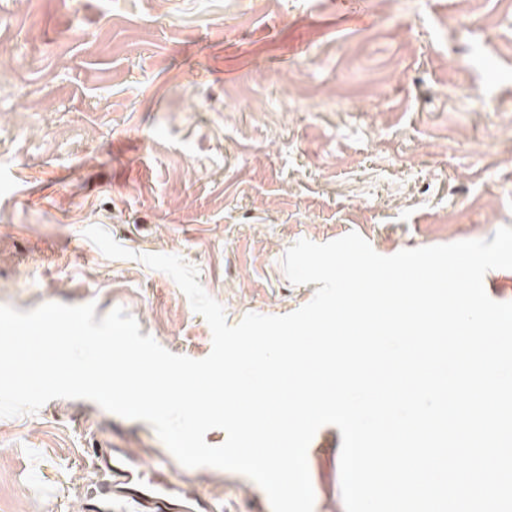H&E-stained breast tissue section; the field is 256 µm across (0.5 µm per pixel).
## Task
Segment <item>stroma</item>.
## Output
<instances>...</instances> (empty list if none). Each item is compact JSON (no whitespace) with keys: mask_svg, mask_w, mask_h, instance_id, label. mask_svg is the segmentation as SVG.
Returning a JSON list of instances; mask_svg holds the SVG:
<instances>
[{"mask_svg":"<svg viewBox=\"0 0 512 512\" xmlns=\"http://www.w3.org/2000/svg\"><path fill=\"white\" fill-rule=\"evenodd\" d=\"M458 0H0V304L125 308L168 351L205 319L144 254L180 256L228 324L290 314L286 251L357 232L383 256L512 227V11ZM465 56L468 69H458ZM465 85L472 97L456 96ZM132 251L111 259L84 235ZM342 437L307 451L314 512H345ZM199 512H272L250 478L181 465L87 399L0 418V512H84L96 451Z\"/></svg>","mask_w":512,"mask_h":512,"instance_id":"1","label":"stroma"}]
</instances>
